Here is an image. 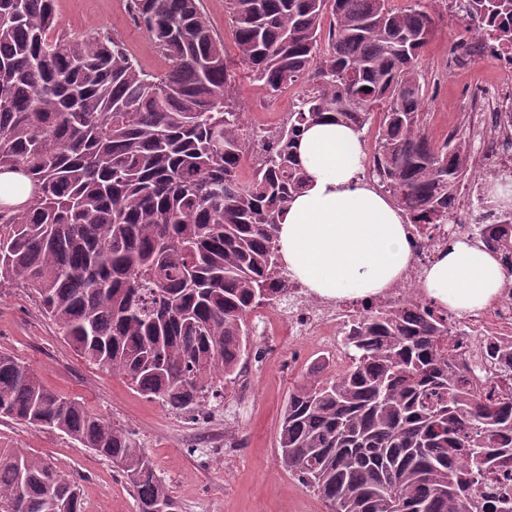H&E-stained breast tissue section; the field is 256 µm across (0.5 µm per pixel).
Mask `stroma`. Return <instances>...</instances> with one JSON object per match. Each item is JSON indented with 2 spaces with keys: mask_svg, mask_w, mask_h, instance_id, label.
Segmentation results:
<instances>
[{
  "mask_svg": "<svg viewBox=\"0 0 512 512\" xmlns=\"http://www.w3.org/2000/svg\"><path fill=\"white\" fill-rule=\"evenodd\" d=\"M126 0H57L59 28L69 36L118 34L147 71L163 73L166 60L124 7ZM461 30L438 21L419 68L427 84L424 110L434 139L466 129L472 112L499 88L512 87V69L474 58L458 62L451 51ZM304 84L269 93L235 74V98L250 128L282 123ZM252 353L223 396L203 414L168 410L161 401L130 388L121 376L74 354L30 290L0 293V351L18 357L58 393L78 398L89 410L130 428L152 456L178 512H327L323 501L281 464L278 432L288 393L321 355L301 336L253 334ZM0 444L47 459L77 480L85 512H137L133 491L112 463L63 433L0 417Z\"/></svg>",
  "mask_w": 512,
  "mask_h": 512,
  "instance_id": "35a3bbf8",
  "label": "stroma"
}]
</instances>
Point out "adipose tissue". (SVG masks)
Instances as JSON below:
<instances>
[{
    "instance_id": "ef3b65f1",
    "label": "adipose tissue",
    "mask_w": 512,
    "mask_h": 512,
    "mask_svg": "<svg viewBox=\"0 0 512 512\" xmlns=\"http://www.w3.org/2000/svg\"><path fill=\"white\" fill-rule=\"evenodd\" d=\"M298 154L308 183L289 203L280 227L289 273L323 299L381 294L412 255L399 211L361 178V133L321 120L305 130ZM511 283L494 254L460 238L432 263L420 288L437 305L469 314L491 306Z\"/></svg>"
}]
</instances>
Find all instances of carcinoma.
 Returning a JSON list of instances; mask_svg holds the SVG:
<instances>
[{"label":"carcinoma","mask_w":512,"mask_h":512,"mask_svg":"<svg viewBox=\"0 0 512 512\" xmlns=\"http://www.w3.org/2000/svg\"><path fill=\"white\" fill-rule=\"evenodd\" d=\"M237 62L271 93L307 91L282 123L248 128L230 61L200 0H128L168 61L144 70L116 34L58 33L55 0H0V288H27L79 357L179 414L205 408L247 354L249 317L288 296L279 228L306 185L297 155L330 116L363 132L379 117L368 176L408 224H446L474 169L465 133L426 129L418 60L443 15L468 58L512 56V0H226ZM254 160L250 179L238 171ZM512 275V209H470ZM348 362L320 358L294 385L278 433L284 466L329 512H512V336H486L504 391L459 371L460 341L424 304L350 321ZM0 416L59 431L109 460L138 512H176L126 427L48 389L0 352ZM0 512H84L76 480L0 448ZM30 187L27 179L12 173L0 174V199L6 203H19L26 199Z\"/></svg>","instance_id":"1"}]
</instances>
